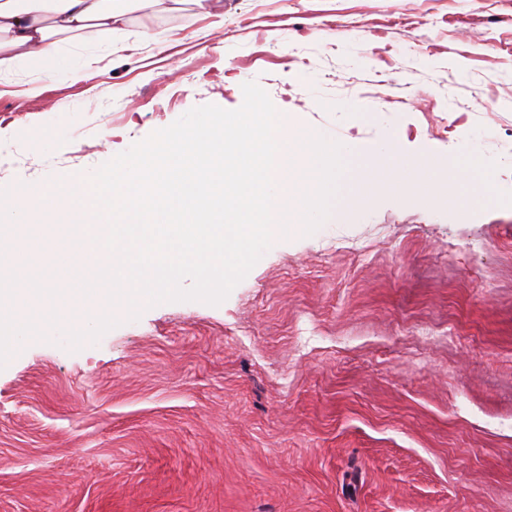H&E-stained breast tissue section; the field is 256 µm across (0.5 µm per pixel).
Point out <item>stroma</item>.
Returning a JSON list of instances; mask_svg holds the SVG:
<instances>
[{
    "mask_svg": "<svg viewBox=\"0 0 512 512\" xmlns=\"http://www.w3.org/2000/svg\"><path fill=\"white\" fill-rule=\"evenodd\" d=\"M166 50L0 82V188L98 167L254 81L305 132L409 153L477 129L512 186V0H226ZM362 104L366 116L341 110ZM0 512H512V206L471 224L376 193L220 305L163 303L0 369Z\"/></svg>",
    "mask_w": 512,
    "mask_h": 512,
    "instance_id": "1",
    "label": "stroma"
}]
</instances>
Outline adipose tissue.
I'll return each instance as SVG.
<instances>
[{"label": "adipose tissue", "instance_id": "adipose-tissue-1", "mask_svg": "<svg viewBox=\"0 0 512 512\" xmlns=\"http://www.w3.org/2000/svg\"><path fill=\"white\" fill-rule=\"evenodd\" d=\"M184 0H0V78L19 69L37 70L52 78L66 70L90 76L96 61L83 36L95 31L110 52L129 48V14L143 22L137 34L153 39L148 24L160 13L178 11Z\"/></svg>", "mask_w": 512, "mask_h": 512}]
</instances>
